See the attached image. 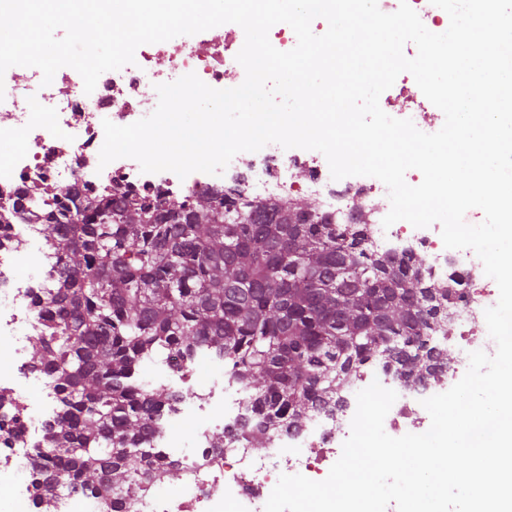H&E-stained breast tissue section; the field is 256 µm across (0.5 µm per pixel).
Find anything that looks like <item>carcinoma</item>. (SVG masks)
I'll use <instances>...</instances> for the list:
<instances>
[{
  "instance_id": "1",
  "label": "carcinoma",
  "mask_w": 512,
  "mask_h": 512,
  "mask_svg": "<svg viewBox=\"0 0 512 512\" xmlns=\"http://www.w3.org/2000/svg\"><path fill=\"white\" fill-rule=\"evenodd\" d=\"M54 198L43 232L61 264L55 287L35 296L46 324L31 344L57 399L31 479L41 512L57 498L50 474L100 496L103 512H116L115 491L179 476L149 443L181 394L145 388L146 359L224 355L251 403L242 432L252 447L328 406L369 360L416 379L445 360L430 336L448 329L423 288L445 305L451 288L423 279L413 255L367 251L363 224L342 231L314 207L235 191L167 208Z\"/></svg>"
}]
</instances>
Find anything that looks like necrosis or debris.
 <instances>
[{"label":"necrosis or debris","mask_w":512,"mask_h":512,"mask_svg":"<svg viewBox=\"0 0 512 512\" xmlns=\"http://www.w3.org/2000/svg\"><path fill=\"white\" fill-rule=\"evenodd\" d=\"M244 40L243 29L228 23L220 42L182 35L141 45L134 64L103 73L89 94L80 74L70 67L60 68L47 86L35 67L20 78L11 70L0 78L5 88L0 146L7 149L0 156V394L14 400L0 418V487L8 489V512H34L28 480L35 445L56 408L47 376L29 365V343L38 323L34 295L46 287L58 260L41 231L42 199L32 191L36 185L68 193L77 202L89 195L122 194L176 204L192 194L223 193L236 183L255 202L306 195L319 213L341 224L348 222L351 206L360 204L370 212L371 250L396 257L409 251L424 254L431 276L444 273L453 278L455 331L448 337V348L454 357L448 366L415 385L380 363L366 362L349 381L344 406L335 417L310 413L299 429L274 434L260 455L237 432L249 413L248 397L232 371L225 369L223 357L203 352L188 361L174 355L151 366L147 386L182 394L153 438L154 447L179 463L182 477L174 487L153 482L148 492L123 501L121 512H264L280 475L326 478L338 448L350 435L358 391L375 381L394 390L398 398L384 426L402 433L409 419L422 412L423 399L446 392L464 376L470 352L495 354L494 340L474 336L471 330L499 298L480 259L469 249L445 248L437 223L416 228L398 221L383 227L390 201L386 186L376 178L331 180L321 152L276 144L237 154L220 175L194 172L182 179L170 171L145 173L130 158L100 166L103 120L125 126L149 116L158 98L147 93V85L172 82L191 72L210 87L223 88L226 74L241 69L236 55ZM394 87L413 102L409 117L419 130L441 129L443 112L431 111L410 73H401ZM23 267L28 275H20ZM219 430L227 438L217 448L211 438Z\"/></svg>","instance_id":"obj_1"}]
</instances>
